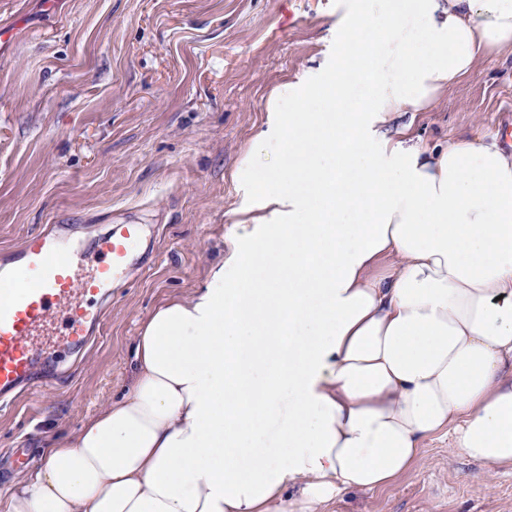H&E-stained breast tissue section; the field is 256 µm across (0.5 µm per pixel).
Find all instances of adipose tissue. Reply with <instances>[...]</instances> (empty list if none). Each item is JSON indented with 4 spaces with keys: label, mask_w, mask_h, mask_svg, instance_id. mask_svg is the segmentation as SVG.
Segmentation results:
<instances>
[{
    "label": "adipose tissue",
    "mask_w": 512,
    "mask_h": 512,
    "mask_svg": "<svg viewBox=\"0 0 512 512\" xmlns=\"http://www.w3.org/2000/svg\"><path fill=\"white\" fill-rule=\"evenodd\" d=\"M336 26L347 68L268 100L223 257L149 317L124 392L5 512H320L439 433L512 465V153L411 134L512 52V0H346Z\"/></svg>",
    "instance_id": "ef3b65f1"
}]
</instances>
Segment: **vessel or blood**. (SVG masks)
Returning a JSON list of instances; mask_svg holds the SVG:
<instances>
[{
  "instance_id": "1",
  "label": "vessel or blood",
  "mask_w": 512,
  "mask_h": 512,
  "mask_svg": "<svg viewBox=\"0 0 512 512\" xmlns=\"http://www.w3.org/2000/svg\"><path fill=\"white\" fill-rule=\"evenodd\" d=\"M143 236V225L112 224L86 249L54 224L0 260L1 404L51 388L96 338Z\"/></svg>"
}]
</instances>
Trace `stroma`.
<instances>
[{
	"mask_svg": "<svg viewBox=\"0 0 512 512\" xmlns=\"http://www.w3.org/2000/svg\"><path fill=\"white\" fill-rule=\"evenodd\" d=\"M341 0H0V254L49 224H144L97 343L55 389L0 410V499L18 454L75 434L131 374L143 323L188 296L236 217L233 171L272 91L343 61ZM512 54L479 60L411 128L427 147L498 137ZM328 512H512V467L425 440L410 473Z\"/></svg>",
	"mask_w": 512,
	"mask_h": 512,
	"instance_id": "35a3bbf8",
	"label": "stroma"
}]
</instances>
